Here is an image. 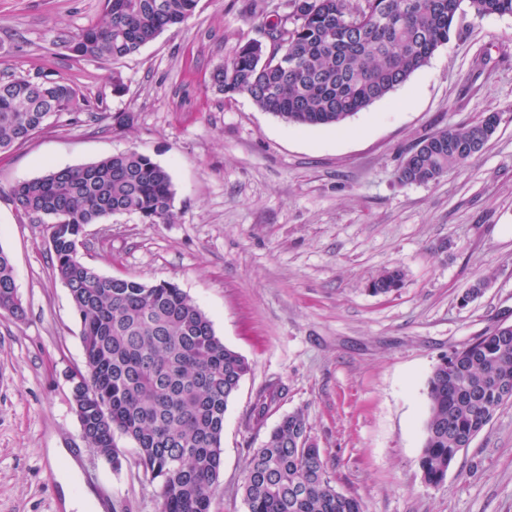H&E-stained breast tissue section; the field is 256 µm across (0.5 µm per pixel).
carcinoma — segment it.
Returning <instances> with one entry per match:
<instances>
[{
	"instance_id": "obj_1",
	"label": "carcinoma",
	"mask_w": 512,
	"mask_h": 512,
	"mask_svg": "<svg viewBox=\"0 0 512 512\" xmlns=\"http://www.w3.org/2000/svg\"><path fill=\"white\" fill-rule=\"evenodd\" d=\"M198 0H105L101 19L77 33L79 58L116 61L163 30L185 23ZM266 23L269 45L240 46L210 74L224 95L247 94L290 124L339 126L387 98L423 67L468 15H511L512 0H288ZM75 97L63 79L0 82V152L31 139ZM494 133L489 120L449 126L419 141L397 169L404 184H428L458 169ZM16 209L47 225L54 271L81 321L86 372L73 376V405L86 445L117 465L120 433L137 445L160 485L159 512H210L222 467L224 414L248 361L224 346L205 313L163 281L106 277L80 255L85 226L136 212L152 224L175 221L169 172L130 149L17 184ZM403 273L385 269L370 291L387 295ZM0 310L22 312L10 256L0 248ZM281 395L268 385L253 406L256 422ZM419 468L441 483L458 454L512 402V330L487 332L438 364L427 381ZM242 496L246 512H363L336 488L305 416L285 415L251 454Z\"/></svg>"
}]
</instances>
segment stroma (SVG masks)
Masks as SVG:
<instances>
[{
	"label": "stroma",
	"instance_id": "stroma-1",
	"mask_svg": "<svg viewBox=\"0 0 512 512\" xmlns=\"http://www.w3.org/2000/svg\"><path fill=\"white\" fill-rule=\"evenodd\" d=\"M103 0H0V81L72 85L78 111L52 116L0 154V248L23 308L0 311V512H67L91 490L101 512H158L160 486L134 443L112 464L81 438L72 405L82 327L56 276L45 225L21 215L17 183L135 148L165 167L176 220L115 214L85 228L80 253L100 274L176 283L250 371L224 416L210 512H246L244 469L288 413L302 412L338 489L365 512H512V403L457 457L445 481L419 469L426 383L464 344L512 324V16L465 18L388 99L341 128H305L244 94L208 86L240 44L288 0H198L183 25L116 62L75 57L72 37ZM489 64L474 73L472 63ZM501 122L470 163L439 181L396 178L405 152L448 126ZM401 268V288L370 281ZM475 300L462 296L479 280ZM271 382L286 393L250 416ZM66 449L63 457L49 456ZM80 472L62 486L70 462Z\"/></svg>",
	"mask_w": 512,
	"mask_h": 512
}]
</instances>
